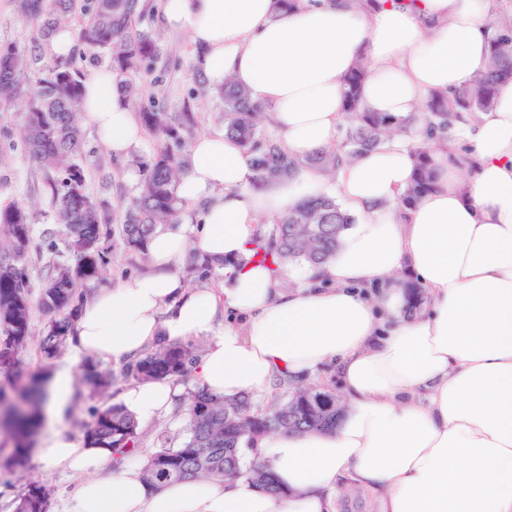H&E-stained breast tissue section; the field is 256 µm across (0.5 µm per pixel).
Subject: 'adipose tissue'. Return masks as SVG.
Listing matches in <instances>:
<instances>
[{"instance_id": "ef3b65f1", "label": "adipose tissue", "mask_w": 512, "mask_h": 512, "mask_svg": "<svg viewBox=\"0 0 512 512\" xmlns=\"http://www.w3.org/2000/svg\"><path fill=\"white\" fill-rule=\"evenodd\" d=\"M160 0L168 30L187 33L211 88H246L303 159L331 147L343 117V81L366 61L361 103L406 117L430 92H453L485 70L504 0ZM80 118L115 157L144 130L111 68L83 83ZM454 148L433 157L438 187L401 207L414 160L394 144L344 165L338 181L310 168L249 187L252 158L217 129L192 143L177 193L191 209L158 225L150 267L100 290L69 333L74 359L51 374L46 413L68 411L84 357L131 361L160 342L203 337L194 381L233 398L335 366L343 411L333 431L259 437L247 459L267 465L273 495L245 478L187 479L161 488L144 460L115 462L57 431L38 458L77 476L67 512H336L347 480L377 512H512V78L489 111L453 126ZM335 195L356 221L335 253L280 271L254 262L259 219L307 198ZM223 272L220 289L192 288L179 272L188 249ZM426 310L406 315L409 281ZM180 385L150 380L123 390L135 418H165Z\"/></svg>"}]
</instances>
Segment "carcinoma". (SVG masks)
I'll return each mask as SVG.
<instances>
[{
    "mask_svg": "<svg viewBox=\"0 0 512 512\" xmlns=\"http://www.w3.org/2000/svg\"><path fill=\"white\" fill-rule=\"evenodd\" d=\"M20 10L42 18L41 33L49 39L81 12L85 21L78 29L79 40L90 50L108 53L112 71L130 103L140 91L139 74L159 54L151 32L140 28L139 0H18ZM503 31L490 48L486 71L472 83L449 97L441 92L429 95L424 111L428 114L422 142L409 145L414 155L411 184L400 197L410 207L435 189L432 153L450 138L455 116L462 112H484L494 100V86L512 77V18L503 14L490 18ZM26 68L24 54L15 46L0 48V100L22 99L26 108L24 142L32 161L47 174L54 221L61 225L64 249L47 244L52 255L38 299V307L48 318L41 340L46 359L55 357L66 340L74 312L85 296L83 285L98 280L109 263L102 240L112 234L111 224L125 247L146 253V243L159 224H173L182 211L177 185L187 170V156L181 151L179 129L190 121L187 115L159 110L140 113L146 129L159 138L152 159L143 164V178L136 194L121 210L111 213L98 205L87 190V171L80 162L82 134L77 113L82 99L83 74L68 59H60L48 77L37 87L25 88L21 75ZM366 77L365 64L358 63L343 85V140L336 147L304 160L289 156L280 140L265 134L259 106L248 92L230 79L217 90L224 110V133L239 141L253 155L249 183L262 187L270 182L292 178L306 168H317L337 176L343 161L374 150L392 134L405 135L413 129L414 118H395L369 112L361 105L360 88ZM33 215L19 204L0 206V236L9 240L10 250L0 254V373L9 375L31 336L32 299L25 260L32 247ZM354 223L353 216L334 196L307 200L277 218L267 234L254 243V257L268 265L306 262L317 265L335 251L342 232ZM187 266L203 284L212 277L210 262L190 253ZM198 347L193 343H167L144 352L127 362L120 373L99 367L81 375V382L96 394L109 392L117 377L137 381L168 379L188 386L180 409L186 417V437L177 448L167 446L169 437L160 433L161 444L147 457L144 478L161 485L185 478L245 477L272 494L282 490L271 471L245 460L243 448L266 434L328 431L336 424L342 403L336 391L325 388L322 405L306 406L308 388L278 384L280 392L260 401L246 394L233 399L189 388ZM43 378L32 379L21 407L0 384V405L6 408L5 425L11 430L14 448L0 464L5 470L26 466L29 450L42 423L39 403L43 398ZM83 433L95 446L111 448L125 455L141 449L142 434L132 414L119 403L91 405ZM51 490L38 483L27 487L18 498L16 512H50Z\"/></svg>",
    "mask_w": 512,
    "mask_h": 512,
    "instance_id": "obj_1",
    "label": "carcinoma"
}]
</instances>
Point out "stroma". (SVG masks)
<instances>
[{"label": "stroma", "mask_w": 512, "mask_h": 512, "mask_svg": "<svg viewBox=\"0 0 512 512\" xmlns=\"http://www.w3.org/2000/svg\"><path fill=\"white\" fill-rule=\"evenodd\" d=\"M140 5L142 27L161 33V53L152 63L150 73L142 79L139 108L191 113L193 121L182 129L181 136L185 145H192L201 134L223 128L220 102L213 95L202 92L204 81L193 64L195 49L189 36L164 30L158 0H140ZM40 27V18L18 12L14 0H0V46L12 44L25 51L28 65L23 80L29 85L44 78L56 61L48 41L39 37ZM25 122L21 101L0 103V204L16 202L36 214L34 246L27 258L30 293L36 296L46 276L48 234L55 231L56 226L45 176L30 159L23 141ZM156 145L157 140L152 134H144L129 157L118 159L108 151L96 132L83 128L82 158L88 168V189L95 199L111 210L128 201L140 182L141 165L151 159ZM103 245L110 254V273L106 281L89 282V291H96L106 284L114 285L148 269V257L126 248L119 236L104 240ZM45 322L42 311L34 310L29 343L10 377L14 390H22L48 363L40 352ZM31 483L51 488V512H62L77 481L47 468L38 456H31L23 470L0 471V512H14L17 495Z\"/></svg>", "instance_id": "stroma-1"}]
</instances>
